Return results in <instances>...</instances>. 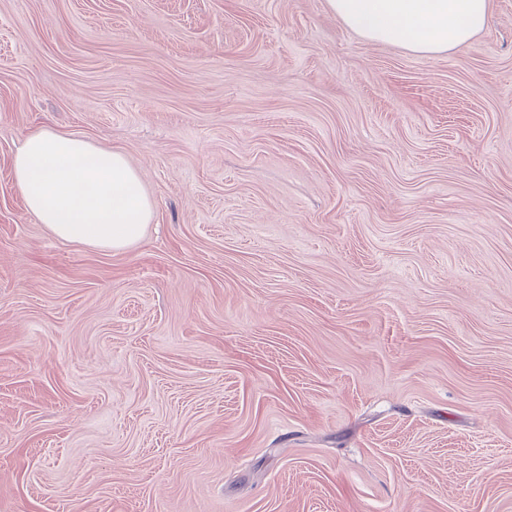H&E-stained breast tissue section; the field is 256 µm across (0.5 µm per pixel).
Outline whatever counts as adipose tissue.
Here are the masks:
<instances>
[{"label":"adipose tissue","mask_w":512,"mask_h":512,"mask_svg":"<svg viewBox=\"0 0 512 512\" xmlns=\"http://www.w3.org/2000/svg\"><path fill=\"white\" fill-rule=\"evenodd\" d=\"M369 41L433 55L467 45L485 26L490 0H327ZM27 210L57 239L120 251L143 238L153 217L145 182L124 153L45 127L12 158Z\"/></svg>","instance_id":"ef3b65f1"}]
</instances>
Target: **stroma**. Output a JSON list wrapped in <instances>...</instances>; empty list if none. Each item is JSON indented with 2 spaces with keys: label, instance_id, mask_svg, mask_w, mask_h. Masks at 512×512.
Segmentation results:
<instances>
[{
  "label": "stroma",
  "instance_id": "stroma-1",
  "mask_svg": "<svg viewBox=\"0 0 512 512\" xmlns=\"http://www.w3.org/2000/svg\"><path fill=\"white\" fill-rule=\"evenodd\" d=\"M154 214L65 243L43 127ZM0 512H512V0L463 48L327 0H0ZM27 210L57 239L120 251L143 238L153 202L124 153L45 127L12 158Z\"/></svg>",
  "mask_w": 512,
  "mask_h": 512
}]
</instances>
